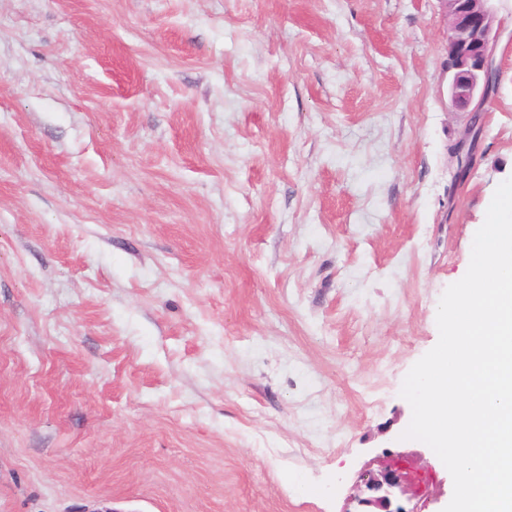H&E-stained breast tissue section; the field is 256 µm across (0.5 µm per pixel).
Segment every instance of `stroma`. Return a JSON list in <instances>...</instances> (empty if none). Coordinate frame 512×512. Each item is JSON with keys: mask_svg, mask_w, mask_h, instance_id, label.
<instances>
[{"mask_svg": "<svg viewBox=\"0 0 512 512\" xmlns=\"http://www.w3.org/2000/svg\"><path fill=\"white\" fill-rule=\"evenodd\" d=\"M439 0H0V512H347L512 177ZM311 487V496L295 490Z\"/></svg>", "mask_w": 512, "mask_h": 512, "instance_id": "obj_1", "label": "stroma"}]
</instances>
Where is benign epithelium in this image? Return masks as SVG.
<instances>
[{
  "label": "benign epithelium",
  "mask_w": 512,
  "mask_h": 512,
  "mask_svg": "<svg viewBox=\"0 0 512 512\" xmlns=\"http://www.w3.org/2000/svg\"><path fill=\"white\" fill-rule=\"evenodd\" d=\"M448 19V108L476 112L497 79L494 51L501 22L491 0H440ZM405 474L397 467L364 471L353 490L358 505L374 512H408L399 502Z\"/></svg>",
  "instance_id": "benign-epithelium-1"
}]
</instances>
